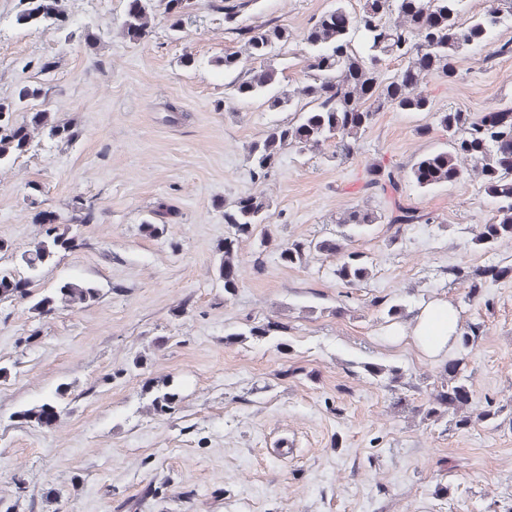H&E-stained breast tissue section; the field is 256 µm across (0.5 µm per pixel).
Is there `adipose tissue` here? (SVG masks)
Wrapping results in <instances>:
<instances>
[{"mask_svg":"<svg viewBox=\"0 0 512 512\" xmlns=\"http://www.w3.org/2000/svg\"><path fill=\"white\" fill-rule=\"evenodd\" d=\"M457 310L445 300H432L419 306L409 323L394 325L390 336L415 344L428 356H438L450 350L459 334Z\"/></svg>","mask_w":512,"mask_h":512,"instance_id":"adipose-tissue-1","label":"adipose tissue"}]
</instances>
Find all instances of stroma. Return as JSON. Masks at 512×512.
Masks as SVG:
<instances>
[{
    "label": "stroma",
    "mask_w": 512,
    "mask_h": 512,
    "mask_svg": "<svg viewBox=\"0 0 512 512\" xmlns=\"http://www.w3.org/2000/svg\"><path fill=\"white\" fill-rule=\"evenodd\" d=\"M67 4L65 34L18 26L19 0H0V99L42 83L44 108L77 133L68 146L35 136L0 167V269L45 239L44 215L69 221L79 202L94 214L71 224L73 247L40 269L32 298L0 301V512H512V242L470 246L496 208L472 171L430 189L404 182L402 202L431 223L374 224L345 241L373 263L366 284L345 286L332 257L279 260L283 243L338 237L350 208L387 213L390 196L364 188L369 163L407 169L447 149L440 112L512 110V55L464 51L455 81L418 85L431 111L381 107L356 153L288 147L254 180L249 146L292 114L230 96L216 61L245 45L222 14L195 0L179 31L160 15L132 42L127 0ZM335 5L253 0L240 13V26L270 20L290 34L267 59L274 92L302 78L303 35ZM249 193L269 202V239L261 252L242 240L228 294L224 213ZM158 208L166 232L146 236ZM489 265L509 272L474 288L469 272ZM74 278L95 282L99 301L32 310ZM437 298L477 327L469 348L430 359L386 336L390 305L408 317ZM274 321L281 330L249 335ZM458 360L470 426L421 419L414 406ZM373 365L399 369L401 385L372 378ZM60 388L50 424L21 418ZM166 390L178 394L170 415L151 406Z\"/></svg>",
    "instance_id": "35a3bbf8"
}]
</instances>
